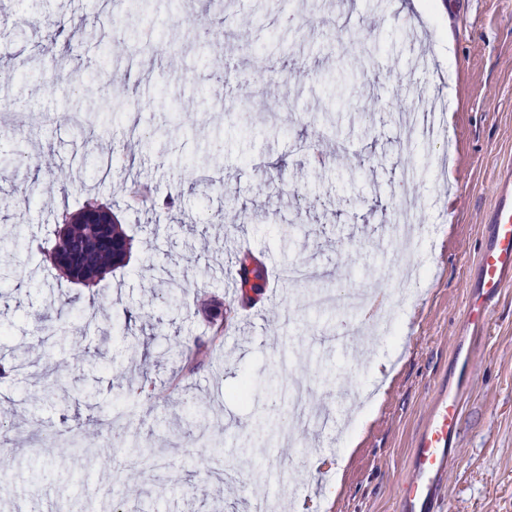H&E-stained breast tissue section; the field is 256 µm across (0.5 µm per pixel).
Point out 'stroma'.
Instances as JSON below:
<instances>
[{"mask_svg": "<svg viewBox=\"0 0 512 512\" xmlns=\"http://www.w3.org/2000/svg\"><path fill=\"white\" fill-rule=\"evenodd\" d=\"M446 2L438 13L431 0H0V44L13 53L0 61V107L27 105L18 129L0 127V233L18 225L43 237L96 196L133 238L128 264L93 289L59 280L38 252L0 248L10 277L0 356L30 361L0 383V423L11 426L0 512H255L260 496L267 512H396L462 340L472 368L441 504L512 512V286L487 334L465 318L496 176L512 168V0ZM424 95L448 117L446 136L426 147L412 118ZM123 97L130 118L101 114L90 137L76 128L86 100ZM411 168L416 179L401 181ZM137 182L179 206L127 207ZM232 198L249 223L226 222ZM405 198L419 202L411 256L392 231ZM244 246L271 268L317 275L242 303L225 285ZM354 290L391 309L389 332L360 335L357 310L306 303ZM214 295L231 320L186 369L177 349L213 335L204 306ZM60 298L71 302L64 343L40 320ZM93 298L104 309L95 322L80 314ZM340 332L355 338L354 360L337 351ZM74 343L106 365L79 369ZM49 364L75 384L47 403L38 375ZM244 375L270 402L272 441L249 439L254 408L236 396ZM297 382L319 418L309 429L288 419ZM88 385L98 403L85 400ZM151 389L166 399H148ZM374 389L381 402L337 467ZM203 401L202 427L191 406ZM104 405L122 429L97 425ZM65 419L82 423L80 436L55 459L35 454L32 431ZM104 433L111 447L85 457ZM134 447L145 460L129 475Z\"/></svg>", "mask_w": 512, "mask_h": 512, "instance_id": "obj_1", "label": "stroma"}]
</instances>
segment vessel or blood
Masks as SVG:
<instances>
[{"label": "vessel or blood", "mask_w": 512, "mask_h": 512, "mask_svg": "<svg viewBox=\"0 0 512 512\" xmlns=\"http://www.w3.org/2000/svg\"><path fill=\"white\" fill-rule=\"evenodd\" d=\"M488 243L477 262V277L465 306L468 323L487 331L492 303L512 283V182L503 181L489 211ZM461 428V400L457 390L435 402L425 428L411 453L414 476L398 497V512H438L439 487L456 451Z\"/></svg>", "instance_id": "obj_1"}]
</instances>
